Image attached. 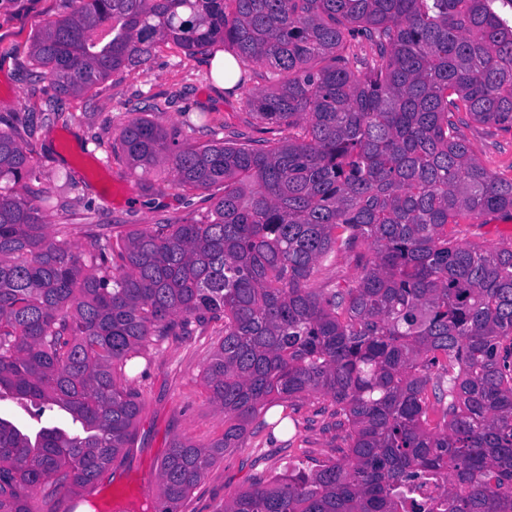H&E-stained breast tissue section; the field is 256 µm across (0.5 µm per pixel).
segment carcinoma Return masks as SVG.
Masks as SVG:
<instances>
[{"label": "carcinoma", "instance_id": "carcinoma-1", "mask_svg": "<svg viewBox=\"0 0 512 512\" xmlns=\"http://www.w3.org/2000/svg\"><path fill=\"white\" fill-rule=\"evenodd\" d=\"M30 57L61 95L145 64L160 45L235 51L270 88L256 120L288 135L192 141L144 117L122 151L211 190L203 221L124 232L90 224L96 269L49 234L25 195L18 133L0 130V398L80 423L35 436L0 417V512L95 485L130 447L142 409L117 379L150 342L224 322L203 371L227 427L177 438L161 497H189L273 400L331 399L348 451L288 464L224 512H512V243L461 244L448 225L512 218V179L477 160L464 118L512 130V22L496 0H70ZM345 285L318 264L360 245ZM444 404L429 419L430 400Z\"/></svg>", "mask_w": 512, "mask_h": 512}]
</instances>
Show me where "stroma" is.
I'll list each match as a JSON object with an SVG mask.
<instances>
[{
    "instance_id": "obj_1",
    "label": "stroma",
    "mask_w": 512,
    "mask_h": 512,
    "mask_svg": "<svg viewBox=\"0 0 512 512\" xmlns=\"http://www.w3.org/2000/svg\"><path fill=\"white\" fill-rule=\"evenodd\" d=\"M66 0H0V125L23 131L28 116L47 113L62 102L67 123L38 131L31 139L37 163L29 183L39 192L46 224L70 227V240L88 251L90 224H122L144 230L154 224L201 219L209 194L184 199L172 174L155 179L131 169L118 140L131 106L142 117L168 127L194 124L214 128L219 138L242 133L268 137L246 106L249 95L267 88L266 69L256 64L243 87L217 88L205 54L186 55L161 47L145 64L114 74L79 96L57 99L49 79L36 75L30 58L33 37L50 21L69 13ZM461 132L475 156L491 172L512 179V131L467 121ZM458 241L493 248L512 241V221L487 217L448 227ZM223 325L212 322L190 336H172L149 345L127 384L141 394L142 410L127 455L118 459L88 492L61 496L58 512H159L158 488L144 489L145 475H157L174 439L207 445L224 431V416L209 401L203 369ZM296 428L269 437L250 425L238 448L213 465L181 505L180 512H222L225 500L282 472L288 459L309 466L340 457L342 430L329 400L311 396L298 402Z\"/></svg>"
}]
</instances>
